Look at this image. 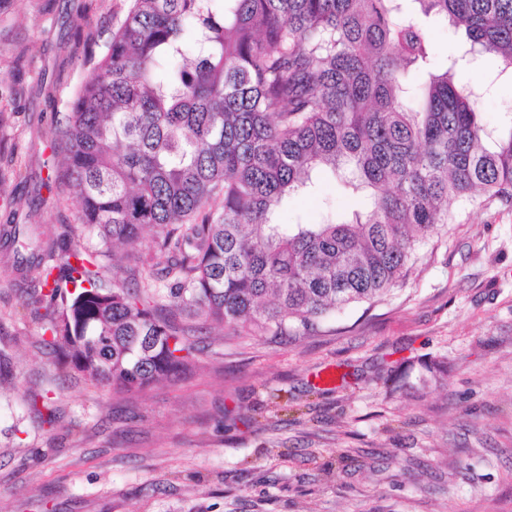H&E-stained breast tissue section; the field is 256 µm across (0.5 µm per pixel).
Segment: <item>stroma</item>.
Returning <instances> with one entry per match:
<instances>
[{
  "label": "stroma",
  "instance_id": "obj_1",
  "mask_svg": "<svg viewBox=\"0 0 512 512\" xmlns=\"http://www.w3.org/2000/svg\"><path fill=\"white\" fill-rule=\"evenodd\" d=\"M124 0H0V224H52L98 246L56 168L53 131L94 75L98 33ZM488 58L492 128L512 79ZM347 216L323 180L283 222ZM0 248V512H512V205L458 212L381 300L310 336L204 335L193 373L123 395L62 372ZM60 409L39 427L24 391Z\"/></svg>",
  "mask_w": 512,
  "mask_h": 512
}]
</instances>
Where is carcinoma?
<instances>
[{
    "label": "carcinoma",
    "instance_id": "obj_1",
    "mask_svg": "<svg viewBox=\"0 0 512 512\" xmlns=\"http://www.w3.org/2000/svg\"><path fill=\"white\" fill-rule=\"evenodd\" d=\"M431 23L466 36L442 68ZM488 57L512 75V0H126L55 128L99 249L0 224L43 344L128 394L191 371L182 314L276 337L382 297L455 210L512 204V132L484 125L482 86L456 80L458 61ZM320 174L364 210L282 223ZM145 241L167 265L105 288L90 266ZM30 410L59 418L49 398Z\"/></svg>",
    "mask_w": 512,
    "mask_h": 512
}]
</instances>
